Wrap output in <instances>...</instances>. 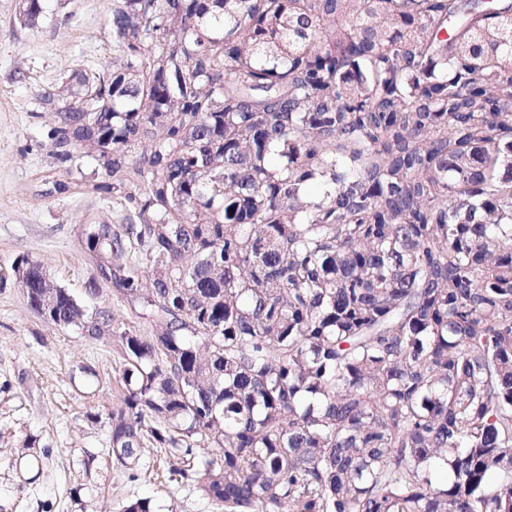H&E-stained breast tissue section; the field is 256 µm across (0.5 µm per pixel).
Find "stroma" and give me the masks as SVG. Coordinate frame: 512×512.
<instances>
[{"mask_svg": "<svg viewBox=\"0 0 512 512\" xmlns=\"http://www.w3.org/2000/svg\"><path fill=\"white\" fill-rule=\"evenodd\" d=\"M43 5L31 26L19 20V0H0V512H122L136 498L150 499L153 512H221L195 484L172 479L167 449H144L133 479L116 464L102 417L119 398L116 346L43 320L15 279L19 259L37 261L78 301L153 333L109 284L88 295L95 267L84 226L99 215L123 223L125 207L90 191L100 177L91 157L56 164L43 145L55 115L36 99L77 68L112 62V0ZM55 179L73 183V193L48 195Z\"/></svg>", "mask_w": 512, "mask_h": 512, "instance_id": "35a3bbf8", "label": "stroma"}]
</instances>
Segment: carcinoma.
Instances as JSON below:
<instances>
[{
  "label": "carcinoma",
  "mask_w": 512,
  "mask_h": 512,
  "mask_svg": "<svg viewBox=\"0 0 512 512\" xmlns=\"http://www.w3.org/2000/svg\"><path fill=\"white\" fill-rule=\"evenodd\" d=\"M110 65L37 93L104 171L86 225L142 449L224 512H512V0H113ZM220 448L194 463L196 448Z\"/></svg>",
  "instance_id": "cac0c4a2"
}]
</instances>
